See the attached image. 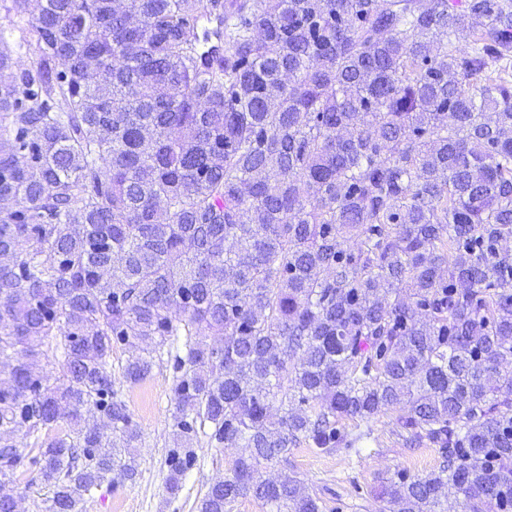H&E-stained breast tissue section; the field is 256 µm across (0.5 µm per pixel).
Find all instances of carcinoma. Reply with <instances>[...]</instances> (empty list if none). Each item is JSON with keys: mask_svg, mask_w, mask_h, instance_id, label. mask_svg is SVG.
<instances>
[{"mask_svg": "<svg viewBox=\"0 0 512 512\" xmlns=\"http://www.w3.org/2000/svg\"><path fill=\"white\" fill-rule=\"evenodd\" d=\"M12 2L0 512L27 472L44 512L135 479L112 353L135 384L180 331L170 491L199 436L241 449L199 512H322L260 466L389 412L441 458L389 512H512V0Z\"/></svg>", "mask_w": 512, "mask_h": 512, "instance_id": "carcinoma-1", "label": "carcinoma"}]
</instances>
